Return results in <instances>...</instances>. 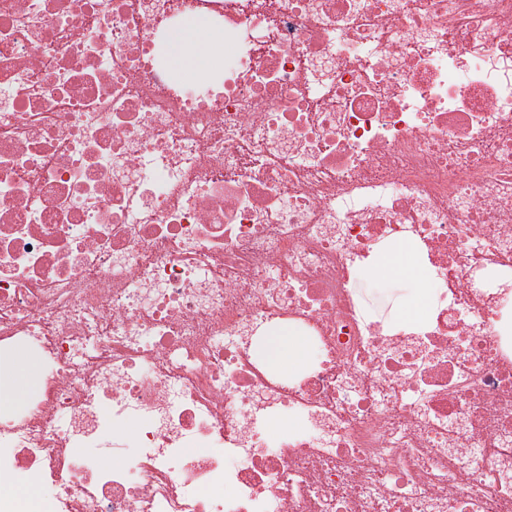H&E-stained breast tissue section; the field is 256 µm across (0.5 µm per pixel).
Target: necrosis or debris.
Instances as JSON below:
<instances>
[{"label": "necrosis or debris", "instance_id": "obj_1", "mask_svg": "<svg viewBox=\"0 0 512 512\" xmlns=\"http://www.w3.org/2000/svg\"><path fill=\"white\" fill-rule=\"evenodd\" d=\"M188 15L231 45L200 93L167 65ZM397 238L415 324L355 289ZM511 317L512 0H0L29 512H512ZM288 324L295 376L256 353Z\"/></svg>", "mask_w": 512, "mask_h": 512}]
</instances>
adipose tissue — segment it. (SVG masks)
<instances>
[{"instance_id":"1","label":"adipose tissue","mask_w":512,"mask_h":512,"mask_svg":"<svg viewBox=\"0 0 512 512\" xmlns=\"http://www.w3.org/2000/svg\"><path fill=\"white\" fill-rule=\"evenodd\" d=\"M170 66L180 76L199 79L224 64V32L203 16L188 18L168 35ZM366 284L403 282L409 296L396 309L395 320L410 324L425 314L429 305L428 278L415 256L411 243L395 242L385 246L374 264L362 276ZM259 354L274 368L285 373L301 371L309 362L311 344L302 332L291 326L272 330L258 346ZM37 366L33 361L14 357L0 364V408L23 400L31 390V376Z\"/></svg>"}]
</instances>
